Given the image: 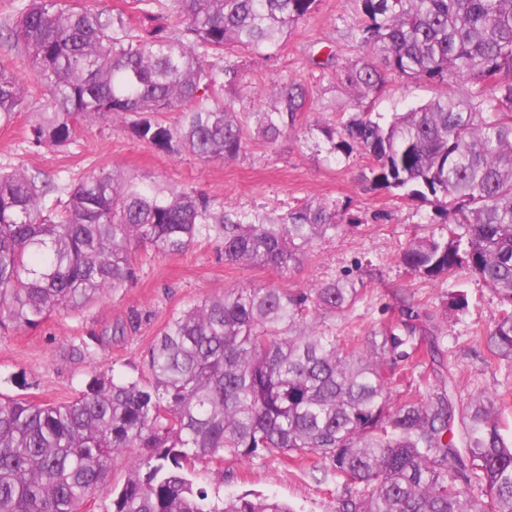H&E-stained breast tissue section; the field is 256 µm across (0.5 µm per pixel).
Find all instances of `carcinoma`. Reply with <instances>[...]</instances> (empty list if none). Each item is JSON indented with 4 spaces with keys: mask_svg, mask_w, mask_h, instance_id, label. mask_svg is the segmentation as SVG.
<instances>
[{
    "mask_svg": "<svg viewBox=\"0 0 512 512\" xmlns=\"http://www.w3.org/2000/svg\"><path fill=\"white\" fill-rule=\"evenodd\" d=\"M318 0H130L107 11L67 0H16L10 48L44 89L28 142L65 146L78 124L108 119L167 154L233 161L248 139L274 143L307 104L286 78L241 114L247 88L230 56L272 57ZM367 57L341 69L357 96L391 76L440 86L387 118L356 112L315 124L326 158L360 151L373 185L426 202L456 230H431L401 262L433 280L468 271L504 308L488 341L512 358V0H358ZM459 83L470 90L461 95ZM30 87L0 65V126L28 111ZM168 112L180 113L170 123ZM53 187L0 171V332L80 311L136 276L135 251L183 253L210 231L224 261L288 272L314 244L357 220L307 203L270 218L215 208L193 190L90 172L48 204ZM352 279L299 291L233 288L173 315L148 351L149 377L95 374L63 403L0 395V512H294L270 496L224 499L190 463L317 457L336 475V512H512V435L493 397L456 404L423 376L395 402L390 375L424 357L407 320L346 344L322 327L357 301ZM128 456L125 483H109Z\"/></svg>",
    "mask_w": 512,
    "mask_h": 512,
    "instance_id": "carcinoma-1",
    "label": "carcinoma"
}]
</instances>
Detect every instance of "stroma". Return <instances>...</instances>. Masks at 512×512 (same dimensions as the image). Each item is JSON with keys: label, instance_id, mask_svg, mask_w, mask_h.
<instances>
[{"label": "stroma", "instance_id": "35a3bbf8", "mask_svg": "<svg viewBox=\"0 0 512 512\" xmlns=\"http://www.w3.org/2000/svg\"><path fill=\"white\" fill-rule=\"evenodd\" d=\"M363 17L358 0H318L314 11L295 24L273 58L240 55L247 82L234 108L253 112L265 102L274 81L288 78L307 90L308 107L293 131L268 144L249 140L232 162L205 161L188 154L168 155L110 122L77 127L73 141L56 149L28 143L32 113L44 91L32 86L29 109L0 128V170L24 167L66 188L94 167H117L151 184L193 188L227 211L279 216L299 203L319 200L347 207L355 226L322 240L295 269L232 265L224 261L217 235L196 238L181 255L163 257L148 248L136 253L137 273L125 288L76 313L55 311L34 329L0 334V394L35 402L70 400L92 372L137 376L147 371L153 339L176 312L231 288L274 285L303 289L329 279L349 278L361 294L342 316H326L340 336H366L399 315V296L419 303L425 323L441 338L443 374L452 375L458 398L496 397L503 406L506 434H512V362L497 358L487 336L501 310L496 294L467 273L432 281L409 270L402 251L424 229L438 224L432 207L372 185L371 159L361 153L325 159L316 120H346L354 112H403L439 93L435 83L395 77L384 88L355 100L339 78L341 66L360 60L354 37ZM464 292L467 306L448 311L450 295ZM126 333L112 337L115 323ZM196 480L220 496H274L295 512H335L336 479L322 468L273 456L265 460H225L215 466L197 460Z\"/></svg>", "mask_w": 512, "mask_h": 512}]
</instances>
